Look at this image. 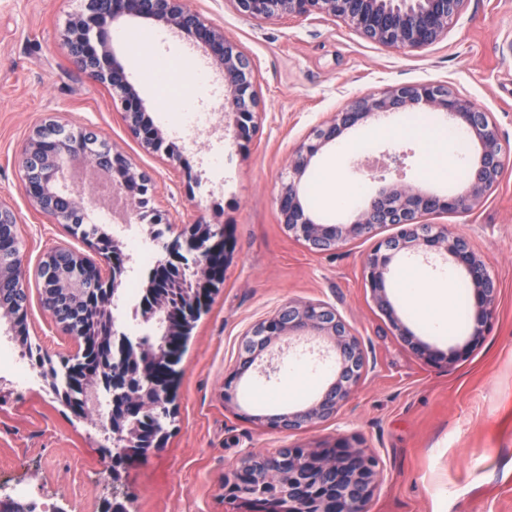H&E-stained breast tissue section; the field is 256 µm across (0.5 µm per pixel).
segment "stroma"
Wrapping results in <instances>:
<instances>
[{
    "label": "stroma",
    "instance_id": "stroma-1",
    "mask_svg": "<svg viewBox=\"0 0 512 512\" xmlns=\"http://www.w3.org/2000/svg\"><path fill=\"white\" fill-rule=\"evenodd\" d=\"M190 2L223 25L251 58L261 109L256 136L238 150L224 139L221 80L209 74V90L192 97L212 121L195 142L182 141L188 162L182 168L144 151L109 93L72 62L60 33L80 0H0V202L17 222L32 342L55 359L74 351L68 333L41 303L38 268L44 254L66 246L95 256L23 192L22 149L47 117L93 131L99 142L125 153L153 179L156 207L176 221L200 218L226 226L235 241L224 283L183 355L166 443L121 469L129 512H240L225 501L224 481L243 459L294 446L322 448L340 437L379 461L380 481L368 512H512V163L470 214L423 218L467 238L498 284L491 326L473 348L466 333L444 340L426 334L409 318L395 288L387 290L393 315L379 307L363 279V263L375 239L394 236L395 228L320 254L288 233L276 206L281 175L310 130L357 96L396 84H448L491 114L512 151V0H465L448 33L415 51L383 47L337 19L250 21L231 0ZM127 28L135 39L119 55L139 87H146L159 56H181L192 70L207 65L174 34L136 20ZM394 144L407 154L405 182L453 192L452 183L430 172L422 141L404 134L365 152L377 157ZM214 147L224 154L220 177L207 165ZM362 153L344 161L342 185L364 181ZM288 301L334 308L366 357L349 400L334 415L294 432L268 428L261 418L312 404L330 383L323 374L308 392L289 389L284 372L293 357L316 363L300 347L276 357L270 375L251 371L235 380L233 400L224 399V383L238 367L247 333ZM406 330L432 349L466 347L470 353L454 364L427 362L405 342ZM98 440L90 422L75 418L40 377L19 386L0 364V487L24 486L40 512H104L112 487L99 479Z\"/></svg>",
    "mask_w": 512,
    "mask_h": 512
}]
</instances>
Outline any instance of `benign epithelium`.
<instances>
[{
	"mask_svg": "<svg viewBox=\"0 0 512 512\" xmlns=\"http://www.w3.org/2000/svg\"><path fill=\"white\" fill-rule=\"evenodd\" d=\"M236 10L247 19L274 21L288 16L308 18L328 16L348 24L363 37L385 47L410 51L428 47L448 33L464 0H233ZM130 19L162 27L199 49L219 74L224 86V138L240 149L247 148L257 132L260 98L250 58L239 45L224 34L223 26L191 9L186 0H83L79 11L65 26L63 41L77 68L91 81L113 93L121 117L129 132L148 151L164 154L172 162L183 163L180 150L167 142L165 132L148 115L146 102L129 79L108 36ZM422 109L442 112L470 135L474 155L465 188L448 195L425 192L388 175L398 173L405 154H384L374 177L383 182L379 194L365 200L354 220L347 224H324L307 209L302 182L313 159L323 148L336 142L351 129L390 112ZM52 120L36 127L28 136L21 159L22 186L33 206L59 224L69 223L76 213L93 222L76 184L68 181L70 161L80 158L93 170L106 171L112 188L122 193L137 223L159 224L163 232L171 230L170 215L151 206L154 185L151 178L137 169L131 160L116 150H93L83 142L85 134L63 132L58 149L49 156L39 153V143ZM508 163L497 127L489 113L482 112L470 100L454 94L447 85L430 82L402 84L358 97L330 119L314 127L294 151L288 176L281 183L276 198L281 223L296 238L318 252H330L344 242L371 236L376 229L393 226L397 235L378 241L363 266V276L379 305L393 315L386 297V275L392 257L403 251H441L465 272L477 307V322L471 340L463 351L452 352V363L468 355L489 327L497 284L486 264L470 249L468 241L443 230H425L421 218L436 213L466 215L484 201L498 182ZM217 233L222 227L199 220L184 224L169 238L162 236L165 259L191 271L190 279L215 281L224 273L194 261L186 249L191 237L205 239L208 228ZM62 254L73 258L68 276L55 280L45 277L41 288L49 290L60 284L75 291L89 287L80 263L84 256L67 247L48 252L42 263L54 264ZM99 282L118 288L122 278L113 264L102 259L98 265ZM250 335L267 336L263 348L246 355L258 359L282 337L298 340H322L333 355V380L321 397L311 405L272 417H264L267 426L299 430L317 419L334 415L350 398L361 377L364 355L357 337L336 311L323 304L282 305L271 317L258 323ZM112 410L124 412L147 396L137 382L125 378L112 381ZM378 461L374 455L356 448L344 439L321 449H288V485L294 499L288 500V512H365L379 481Z\"/></svg>",
	"mask_w": 512,
	"mask_h": 512,
	"instance_id": "1",
	"label": "benign epithelium"
}]
</instances>
